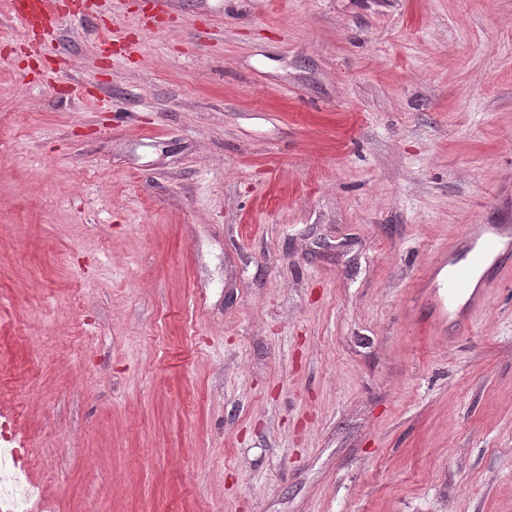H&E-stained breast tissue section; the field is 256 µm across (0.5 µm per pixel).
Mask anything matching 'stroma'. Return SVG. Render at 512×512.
I'll return each mask as SVG.
<instances>
[{"mask_svg": "<svg viewBox=\"0 0 512 512\" xmlns=\"http://www.w3.org/2000/svg\"><path fill=\"white\" fill-rule=\"evenodd\" d=\"M0 0V451L52 512H512V0ZM59 9V3L53 0H37L30 2L27 7L21 8L15 14V21L25 30L33 28L35 15L49 17ZM511 217H507L501 224L480 225L476 238L483 240L474 246H469L466 258L470 269H478L485 265L488 257L500 250L504 245V252L508 251L512 243ZM506 239V241H505Z\"/></svg>", "mask_w": 512, "mask_h": 512, "instance_id": "1", "label": "stroma"}]
</instances>
